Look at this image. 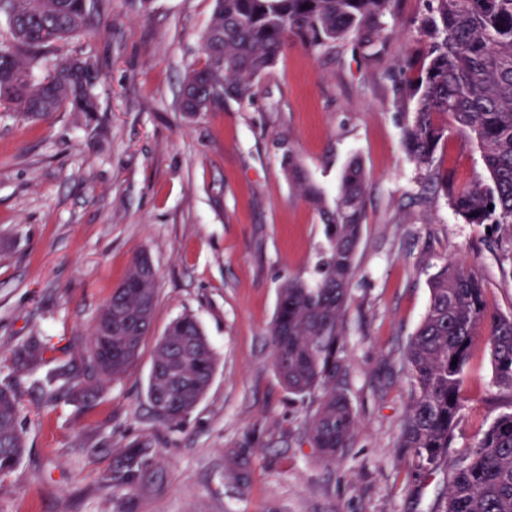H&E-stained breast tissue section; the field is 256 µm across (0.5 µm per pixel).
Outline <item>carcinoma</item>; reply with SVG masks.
Returning <instances> with one entry per match:
<instances>
[{"instance_id":"1","label":"carcinoma","mask_w":512,"mask_h":512,"mask_svg":"<svg viewBox=\"0 0 512 512\" xmlns=\"http://www.w3.org/2000/svg\"><path fill=\"white\" fill-rule=\"evenodd\" d=\"M401 0H216L203 35L201 65L187 72L183 89L195 91L200 111L226 97L254 95L261 77L288 44L311 53L350 39L379 61L388 52V18ZM417 18L418 46L384 71L405 113L403 141L412 161L448 188V174L435 166L440 143L448 139V118L470 133L481 151L490 181L450 194L468 224L512 228V0H426ZM9 28L0 45V105L24 120L53 112H95L97 71L89 57L58 54L48 74L32 71L55 43L86 31L82 0H0ZM288 180L319 213L327 242L320 280L299 277L279 289L269 330L276 373L288 390L319 396L308 436L333 459L353 440L357 419L342 384L345 371L344 317L356 272V253L366 219L367 182L360 162L342 172L334 204L308 181L288 155ZM156 272L147 256L137 257L93 325L90 361L73 376L74 394H93L98 379L124 376L151 332ZM484 330L494 381L512 390V315L492 313L479 278L463 262H446L430 280L426 314L411 338L405 360L417 385L406 411L401 447L409 449L419 472L448 451L462 407L463 374L473 338ZM215 355L190 315L171 321L153 349L147 395L161 420L177 423L206 394ZM18 401L0 386V475L14 470L25 453L18 429ZM152 444L139 441L113 462L109 480L134 491L150 466ZM441 512H512V411L499 414L475 447L460 453Z\"/></svg>"}]
</instances>
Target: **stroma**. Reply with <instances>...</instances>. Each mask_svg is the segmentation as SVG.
Returning a JSON list of instances; mask_svg holds the SVG:
<instances>
[{
    "label": "stroma",
    "instance_id": "35a3bbf8",
    "mask_svg": "<svg viewBox=\"0 0 512 512\" xmlns=\"http://www.w3.org/2000/svg\"><path fill=\"white\" fill-rule=\"evenodd\" d=\"M215 0H90L68 53L98 66V110L28 122L0 107V384L19 399L26 450L0 475V512H439L458 455L475 446L512 391L493 380L477 337L465 370L454 440L416 475L400 437L415 391L406 346L426 313L434 273L464 261L487 304L512 313V231L467 224L408 155L404 118L381 67L351 42L309 53L289 45L251 99L182 112L186 71L202 57ZM425 0H402L389 58L413 47ZM293 152L334 201L360 160L367 216L345 316V392L359 429L325 460L307 435L318 402L276 375L268 333L288 278L314 282L324 226L288 181ZM437 165L456 186L487 178L475 141L450 130ZM157 273L154 323L120 380L92 400L71 382L45 383L61 364L88 361L91 327L139 254ZM199 323L216 358L211 386L180 424L147 397L157 337L174 318ZM50 341L33 364L29 341ZM152 440L134 494L112 487L114 458ZM251 451L248 479L226 473Z\"/></svg>",
    "mask_w": 512,
    "mask_h": 512
}]
</instances>
